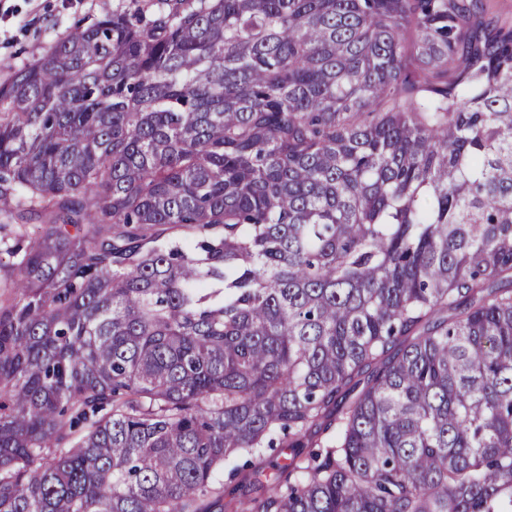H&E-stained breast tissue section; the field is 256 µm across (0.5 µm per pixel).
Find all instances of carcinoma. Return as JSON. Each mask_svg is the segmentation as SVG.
Returning a JSON list of instances; mask_svg holds the SVG:
<instances>
[{"label":"carcinoma","mask_w":512,"mask_h":512,"mask_svg":"<svg viewBox=\"0 0 512 512\" xmlns=\"http://www.w3.org/2000/svg\"><path fill=\"white\" fill-rule=\"evenodd\" d=\"M131 2L0 81V512H512V22Z\"/></svg>","instance_id":"obj_1"}]
</instances>
